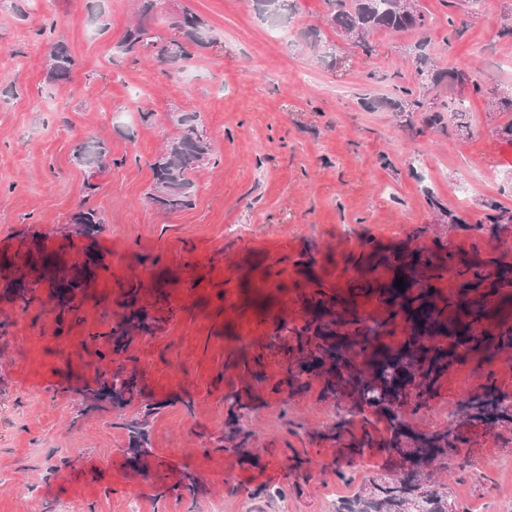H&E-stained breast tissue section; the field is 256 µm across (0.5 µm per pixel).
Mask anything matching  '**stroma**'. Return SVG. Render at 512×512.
I'll use <instances>...</instances> for the list:
<instances>
[{
	"instance_id": "35a3bbf8",
	"label": "stroma",
	"mask_w": 512,
	"mask_h": 512,
	"mask_svg": "<svg viewBox=\"0 0 512 512\" xmlns=\"http://www.w3.org/2000/svg\"><path fill=\"white\" fill-rule=\"evenodd\" d=\"M293 3L291 19L276 23L256 0H161L153 33L167 34L175 9L186 8L212 39L170 64L119 52L134 0H0V512H127V496L113 489L132 477L147 482L140 512H336L354 485L397 469L387 451L354 453L334 439L338 425L368 418L378 438L391 439L383 407L363 413L352 390L331 394L327 371L299 376L281 359V342L294 336L302 345L293 362L323 356L335 301L322 299L319 320L277 326L245 358L218 340L228 260L289 290L312 256L346 267L351 240L368 241L364 263L381 272L392 249L415 242L430 253L421 276L437 273L452 245L470 276L512 244V224L481 222L487 202L512 210V145L488 125L486 98L460 88L453 94L470 111V133L409 135L386 101L394 79L412 82L414 36L374 35L366 56L331 26L328 0ZM418 4L432 20L439 67L474 71L488 91L512 88V73L496 69L512 58V39L498 36L512 0L456 12L443 0ZM60 41L76 65L70 82L52 83L45 63ZM365 96L374 107L362 105ZM174 111L199 112L214 150L192 207L169 213L146 194L150 165L176 133ZM87 140L106 142L111 158L91 193L72 159ZM466 182L471 194L457 203ZM434 198L463 223L441 220ZM82 208L102 222L79 235L70 219ZM75 239L85 246L77 259ZM48 254L81 270L56 301L43 279ZM203 272L208 312L169 318L154 289L179 293ZM131 288L143 291L148 331L128 327ZM149 360L162 369L150 384ZM116 374L133 382L119 404L103 393ZM232 392L242 404L235 412L224 403ZM132 421L144 426L149 453L140 458L130 452ZM417 430L457 442L445 483L459 512H512V427L431 395ZM222 435L259 448L287 479L256 481L252 465L218 448ZM316 448L333 456L313 476L306 459ZM115 458L131 470L113 468ZM341 461L354 485L338 479Z\"/></svg>"
}]
</instances>
